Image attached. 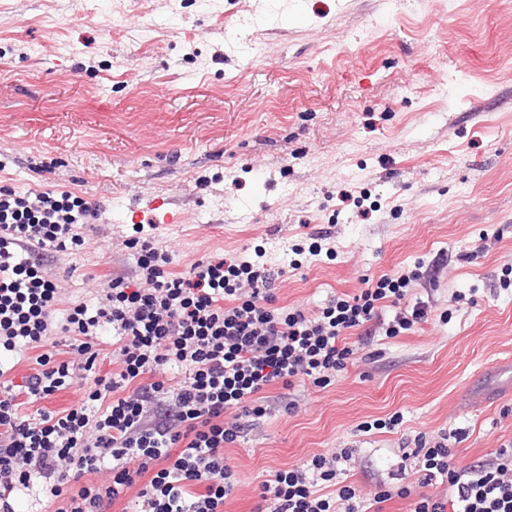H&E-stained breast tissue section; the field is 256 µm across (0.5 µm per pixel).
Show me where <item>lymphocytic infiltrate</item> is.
<instances>
[{
  "label": "lymphocytic infiltrate",
  "mask_w": 512,
  "mask_h": 512,
  "mask_svg": "<svg viewBox=\"0 0 512 512\" xmlns=\"http://www.w3.org/2000/svg\"><path fill=\"white\" fill-rule=\"evenodd\" d=\"M98 217V204L70 191L0 187V350L37 348L41 367L23 384H0V512H14L15 494L35 478L45 481L51 512H112L131 489L138 512H224L237 487L224 450L269 413L256 395L298 379L329 386L353 353L347 336L378 319L384 303L398 304L419 275L380 276L308 313L277 306L271 274L256 260L201 259L173 274L171 254L137 224L124 242L133 270L111 274L96 308L63 307L73 270L42 257L84 249ZM106 330L119 361L94 377L80 408L21 414L22 403L92 372L94 340ZM61 335L77 362L52 364ZM449 439L415 437L417 486L398 490L413 497L411 512H512V448L458 468ZM352 457L340 448L274 471L255 512H362L389 499L337 485ZM436 481L445 492L430 493Z\"/></svg>",
  "instance_id": "f902f5d3"
}]
</instances>
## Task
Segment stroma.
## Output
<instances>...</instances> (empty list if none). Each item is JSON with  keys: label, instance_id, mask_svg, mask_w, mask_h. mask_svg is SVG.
Here are the masks:
<instances>
[{"label": "stroma", "instance_id": "obj_1", "mask_svg": "<svg viewBox=\"0 0 512 512\" xmlns=\"http://www.w3.org/2000/svg\"><path fill=\"white\" fill-rule=\"evenodd\" d=\"M1 186L100 203L65 258L91 307L162 202L173 272L259 247L281 306L420 270L382 315L422 303L427 322L368 323L328 387L267 388L268 416L224 450V512L338 448L345 482L408 512L417 434L460 431L461 468L512 444V0H0ZM316 235L332 255L294 256Z\"/></svg>", "mask_w": 512, "mask_h": 512}]
</instances>
